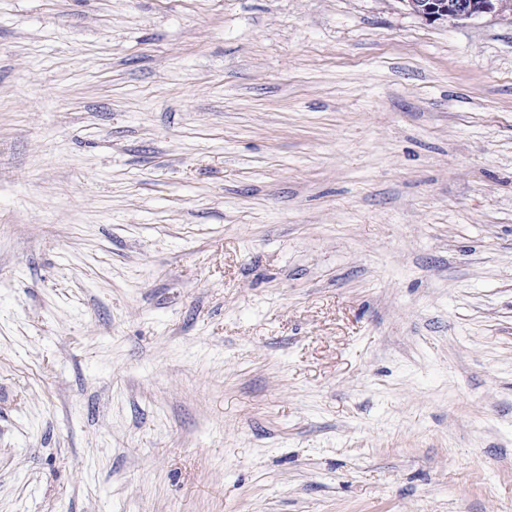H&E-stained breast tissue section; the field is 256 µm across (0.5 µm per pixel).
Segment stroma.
<instances>
[{
	"mask_svg": "<svg viewBox=\"0 0 512 512\" xmlns=\"http://www.w3.org/2000/svg\"><path fill=\"white\" fill-rule=\"evenodd\" d=\"M0 512H512V19L0 0Z\"/></svg>",
	"mask_w": 512,
	"mask_h": 512,
	"instance_id": "obj_1",
	"label": "stroma"
}]
</instances>
